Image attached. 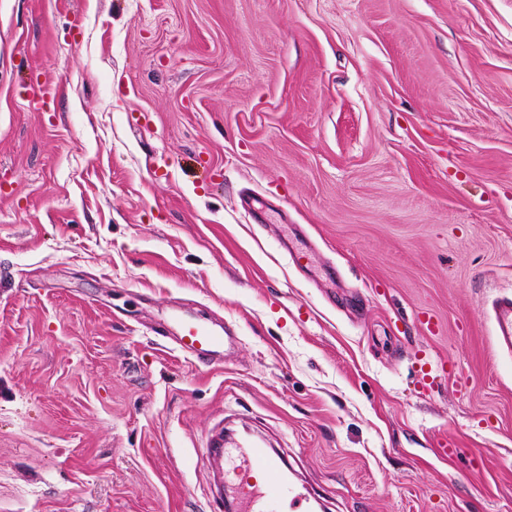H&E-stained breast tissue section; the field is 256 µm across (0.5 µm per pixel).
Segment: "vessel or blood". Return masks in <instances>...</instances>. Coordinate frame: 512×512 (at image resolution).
<instances>
[{"label": "vessel or blood", "mask_w": 512, "mask_h": 512, "mask_svg": "<svg viewBox=\"0 0 512 512\" xmlns=\"http://www.w3.org/2000/svg\"><path fill=\"white\" fill-rule=\"evenodd\" d=\"M497 350L512 354V297L498 299L492 308ZM171 331L174 344L184 353L210 358L223 353L236 341L229 329L203 323L183 315H173ZM207 460L221 481L233 489L231 502L235 512H276L281 501L303 503L302 512H314L310 492L288 479L286 465L257 441L241 439L226 447L223 436H215L206 450Z\"/></svg>", "instance_id": "1"}]
</instances>
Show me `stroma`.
I'll return each mask as SVG.
<instances>
[{
    "instance_id": "stroma-1",
    "label": "stroma",
    "mask_w": 512,
    "mask_h": 512,
    "mask_svg": "<svg viewBox=\"0 0 512 512\" xmlns=\"http://www.w3.org/2000/svg\"><path fill=\"white\" fill-rule=\"evenodd\" d=\"M501 293L512 0H0V512H512ZM494 339L497 350L512 354V297L498 299L492 308ZM218 327L179 314L171 317L174 344L196 358H211L236 342L237 336H232L229 328ZM224 434L215 436L206 457L215 474L220 476L216 484L217 498L224 507V482L233 489L231 502L237 512H282L274 505L280 501L305 503L306 508L295 512H314V498L306 489L291 483L286 465L279 455L249 439L232 440L233 447H225ZM225 447V448H224Z\"/></svg>"
}]
</instances>
